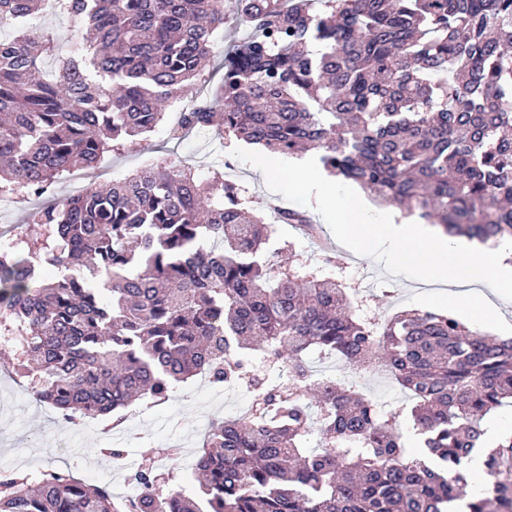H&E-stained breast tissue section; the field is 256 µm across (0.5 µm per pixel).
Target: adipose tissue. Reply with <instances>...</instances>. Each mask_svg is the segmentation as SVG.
I'll return each instance as SVG.
<instances>
[{
    "label": "adipose tissue",
    "instance_id": "1",
    "mask_svg": "<svg viewBox=\"0 0 512 512\" xmlns=\"http://www.w3.org/2000/svg\"><path fill=\"white\" fill-rule=\"evenodd\" d=\"M339 216L340 235L359 254L370 258L382 251L396 266L420 279L453 284V291L439 296V303L466 305L474 321L494 316L486 289L512 295V240L486 248L447 235L435 224H399L392 217L357 207L341 209Z\"/></svg>",
    "mask_w": 512,
    "mask_h": 512
}]
</instances>
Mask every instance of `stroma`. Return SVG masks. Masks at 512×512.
<instances>
[{"label":"stroma","instance_id":"35a3bbf8","mask_svg":"<svg viewBox=\"0 0 512 512\" xmlns=\"http://www.w3.org/2000/svg\"><path fill=\"white\" fill-rule=\"evenodd\" d=\"M162 151L210 168L232 160L234 167L225 171V179L248 188L256 207L266 209L275 202L310 211L321 224L324 239L341 260L342 281L349 284L354 278L366 277L364 294L375 314L388 317L402 310L427 309L440 293V285L416 278L395 266L387 255L360 257L336 235L334 204L324 201L316 189L301 184L289 172L269 177L268 153L242 142L220 144L208 131L180 144L168 141L162 134L150 135L129 153L112 158V174L100 177V184L123 178L127 171ZM310 363L313 369L355 386L385 409L404 412L403 435L406 441H413L416 431L408 416L413 402L396 382L374 375L371 370L345 367L335 359L315 354L311 355ZM248 404L249 396L244 390L221 387L213 391L198 380L183 386L165 402L139 401L135 406L136 417L125 419L120 429L108 431L96 421L72 424L61 420L50 407L35 400L26 383L0 372V474L23 471L35 476L51 469L69 470L75 477L109 486L114 495L125 497L131 493L130 483L125 473L114 471L104 449H124L125 461L133 468L145 461L157 462L165 468L171 462L159 458L160 448L183 443L188 455L173 463L178 466L179 488L188 490L193 486V470L186 462L197 459L204 430L214 420L243 416Z\"/></svg>","mask_w":512,"mask_h":512}]
</instances>
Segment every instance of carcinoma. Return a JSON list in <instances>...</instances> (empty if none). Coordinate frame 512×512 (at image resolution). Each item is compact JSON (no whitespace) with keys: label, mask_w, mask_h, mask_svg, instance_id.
<instances>
[{"label":"carcinoma","mask_w":512,"mask_h":512,"mask_svg":"<svg viewBox=\"0 0 512 512\" xmlns=\"http://www.w3.org/2000/svg\"><path fill=\"white\" fill-rule=\"evenodd\" d=\"M44 0H0V196L48 194L158 129L188 85L221 72L216 96L181 113L182 132H216L263 151L317 154L329 174L450 235L512 238V0H232L262 26L220 58L224 0H63L79 36L62 48L30 28ZM58 61L53 74L43 61ZM0 257V336L13 371L63 420L117 426L142 396L168 399L195 377L232 384L261 346L287 379L255 407L216 420L200 491L161 488L142 464L135 503L67 470L0 476V512H512V434L468 461L482 421L512 401V338L446 310L401 311L373 331L336 260L286 245L313 239L308 212H263L213 170L158 156L121 181L42 207ZM65 269L73 276L54 274ZM317 351L355 368L380 361L414 402L418 450L401 413L334 380L303 401ZM316 429L322 446L304 447ZM285 241L291 242L296 252L311 255L313 262H321L323 252L319 245L303 237L291 224H277L276 231L265 245L262 255L268 260L279 261L282 255L280 249Z\"/></svg>","instance_id":"carcinoma-1"}]
</instances>
